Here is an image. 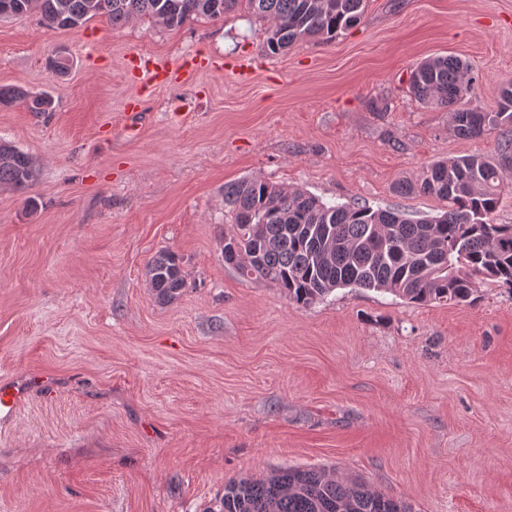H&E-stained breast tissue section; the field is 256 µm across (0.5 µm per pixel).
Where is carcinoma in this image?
I'll use <instances>...</instances> for the list:
<instances>
[{
    "instance_id": "carcinoma-1",
    "label": "carcinoma",
    "mask_w": 512,
    "mask_h": 512,
    "mask_svg": "<svg viewBox=\"0 0 512 512\" xmlns=\"http://www.w3.org/2000/svg\"><path fill=\"white\" fill-rule=\"evenodd\" d=\"M367 0H0V17L37 12L52 29L78 28L95 18L114 26L147 18L175 30L199 19H222L243 8L268 23L264 49L278 54L311 38L331 42L360 22ZM468 66L457 57H434L411 73L410 88L423 104L452 110L454 133L466 139L499 127L512 130V81L504 83L499 110L482 112L465 102ZM23 102L29 111H52V97L17 86L0 87V104ZM502 162L480 155L425 166L401 193L448 203L443 213L412 219L365 203L330 204L302 191L288 192L262 179L224 186L232 229L224 255L244 277L284 289L302 306L338 288L391 293L413 303L471 304L478 285L512 288V224L494 222L503 170L512 168V133L501 141ZM36 177L33 158L0 139V186L27 188ZM150 286L164 303L185 288L178 256L162 250L148 264ZM218 512H410L402 500L375 492L357 479L316 468L288 467L259 479L224 485Z\"/></svg>"
}]
</instances>
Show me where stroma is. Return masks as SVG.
I'll return each mask as SVG.
<instances>
[{"label":"stroma","mask_w":512,"mask_h":512,"mask_svg":"<svg viewBox=\"0 0 512 512\" xmlns=\"http://www.w3.org/2000/svg\"><path fill=\"white\" fill-rule=\"evenodd\" d=\"M236 11L176 30L0 19V139L35 160L0 187V512H207L239 478L321 468L412 512H512V290L420 305L339 288L308 306L224 263V187L260 178L326 203L423 217L427 164L500 158L413 95L437 56L471 67L473 105L512 80V0H369L336 39L272 55ZM73 64L54 75L48 59ZM206 57L209 68L182 69ZM136 109H128L129 98ZM182 259L159 302L147 265ZM18 101L25 103L28 110L35 114H45L52 111L53 100L48 93L32 94L17 86L0 87L1 105H8ZM150 286L160 302L176 300L185 288V275L178 256L169 250H162L152 257L148 264Z\"/></svg>","instance_id":"stroma-1"}]
</instances>
